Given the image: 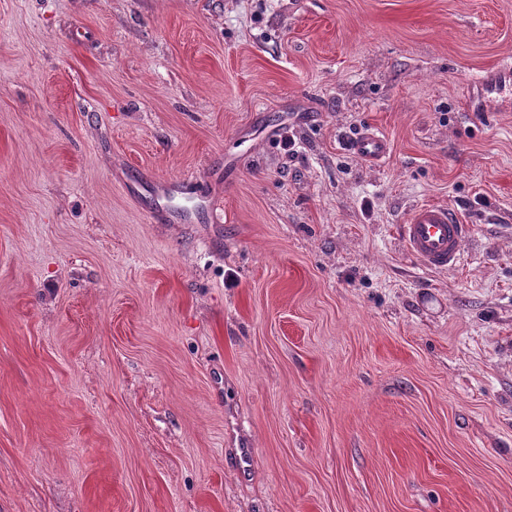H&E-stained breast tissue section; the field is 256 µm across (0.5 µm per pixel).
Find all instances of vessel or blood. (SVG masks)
Listing matches in <instances>:
<instances>
[{"label": "vessel or blood", "mask_w": 512, "mask_h": 512, "mask_svg": "<svg viewBox=\"0 0 512 512\" xmlns=\"http://www.w3.org/2000/svg\"><path fill=\"white\" fill-rule=\"evenodd\" d=\"M357 155L370 162L385 158L388 142L377 131L366 130L354 142ZM405 251L422 267L448 270L463 258V245L471 234L452 208L442 204L421 203L408 213L404 224L397 227Z\"/></svg>", "instance_id": "vessel-or-blood-1"}]
</instances>
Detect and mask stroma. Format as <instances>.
Listing matches in <instances>:
<instances>
[{
  "label": "stroma",
  "instance_id": "obj_1",
  "mask_svg": "<svg viewBox=\"0 0 512 512\" xmlns=\"http://www.w3.org/2000/svg\"><path fill=\"white\" fill-rule=\"evenodd\" d=\"M510 61L512 0H0V512H512ZM353 149L357 155L374 163L385 158L388 142L379 131L367 129L355 140ZM397 233L405 251L419 265L444 271L461 263L471 228L448 205L421 203L409 211Z\"/></svg>",
  "mask_w": 512,
  "mask_h": 512
}]
</instances>
